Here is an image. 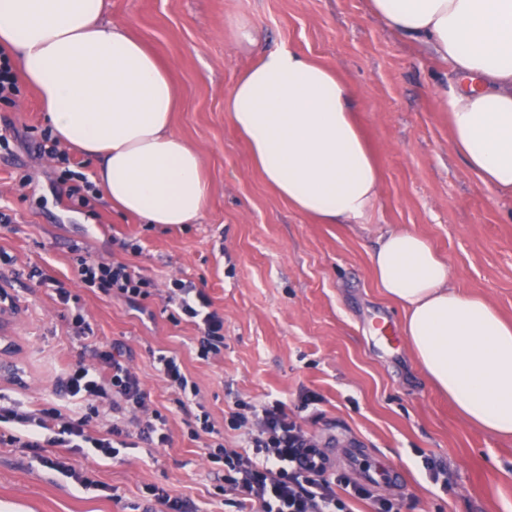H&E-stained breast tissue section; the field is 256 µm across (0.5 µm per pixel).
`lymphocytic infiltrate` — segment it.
Here are the masks:
<instances>
[{
	"label": "lymphocytic infiltrate",
	"mask_w": 512,
	"mask_h": 512,
	"mask_svg": "<svg viewBox=\"0 0 512 512\" xmlns=\"http://www.w3.org/2000/svg\"><path fill=\"white\" fill-rule=\"evenodd\" d=\"M39 148L64 162L60 178L67 186V198L79 207L94 208L101 199L98 188L85 173L68 167L69 157L51 131H43ZM73 262L81 285L107 296L146 297L153 286L149 278L121 262L98 260L86 253L76 254ZM180 308L201 331L200 356H208L224 340L223 317L210 310L202 295L195 299L182 296ZM96 356L99 366L79 362L63 369L59 376L67 395L81 411L78 418L63 419L54 407L34 411L0 408V419L19 425L24 447L39 448L47 441L76 448L87 444L110 459L126 447L120 425H113L104 438L89 436L86 428L104 404L124 416L143 410L146 393L120 350H100ZM232 421L239 426L250 425L248 452L213 441L207 444L206 455L210 462L223 465L225 489L237 492L256 512H354L351 502L355 499L371 501L376 512H392L389 500L373 498L364 486H353L344 497L337 494L335 479L328 476L323 459L311 450L305 433L290 420L281 400L263 404L256 418L238 413Z\"/></svg>",
	"instance_id": "obj_1"
}]
</instances>
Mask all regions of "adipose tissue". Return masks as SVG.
I'll return each mask as SVG.
<instances>
[{
	"mask_svg": "<svg viewBox=\"0 0 512 512\" xmlns=\"http://www.w3.org/2000/svg\"><path fill=\"white\" fill-rule=\"evenodd\" d=\"M397 34L449 69L436 83L457 153L482 184L512 196V0H370ZM105 0H0V45L37 91L53 135L96 164L118 211L150 224L197 223L210 186L199 154L175 132L168 68L104 21ZM266 181L321 224H360L379 169L356 126L352 91L292 48L257 57L224 96ZM379 288L405 313L404 335L428 380L463 418L512 437V323L449 283L430 241L408 229L371 254Z\"/></svg>",
	"mask_w": 512,
	"mask_h": 512,
	"instance_id": "adipose-tissue-1",
	"label": "adipose tissue"
}]
</instances>
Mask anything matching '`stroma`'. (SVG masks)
<instances>
[{"mask_svg":"<svg viewBox=\"0 0 512 512\" xmlns=\"http://www.w3.org/2000/svg\"><path fill=\"white\" fill-rule=\"evenodd\" d=\"M249 21L252 48L235 43ZM106 23L140 39L171 72L180 97L173 125L201 156L211 183L198 223L165 228L73 206L53 160L36 142L47 128L37 92L0 101V406L61 402L59 370L91 354L70 307L81 308L104 347L120 346L166 420L169 443L144 441L104 459L91 448H23L0 423V508L20 512H167L165 489L189 512H246L223 492V466L206 444L241 448L239 403L279 399L315 447L352 440L404 474L385 491L393 512H512V439L464 421L422 373L408 346L390 351L377 329L403 327V311L378 287L370 254L380 235L410 229L447 261L450 283L512 321V197L484 186L455 151L446 103L435 93L445 66L373 15L368 0H105ZM289 46L337 70L381 170L364 224H319L265 182L224 95L259 51ZM153 279L148 298L81 287L75 250ZM71 294L60 304L40 278ZM182 281L224 318V342L198 354L199 331L170 296ZM176 356L195 393L158 372ZM205 410L213 434L198 433ZM65 469L51 468L52 460Z\"/></svg>","mask_w":512,"mask_h":512,"instance_id":"35a3bbf8","label":"stroma"}]
</instances>
